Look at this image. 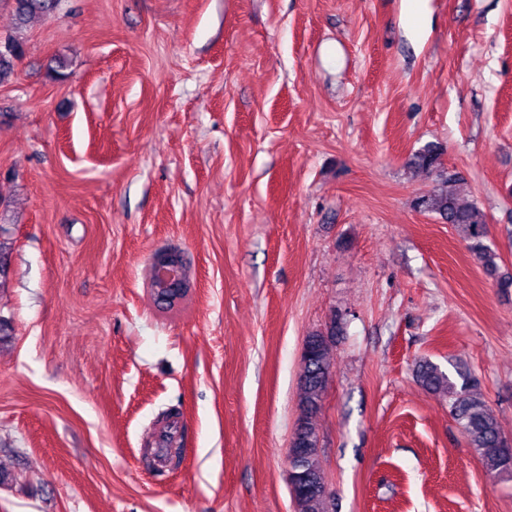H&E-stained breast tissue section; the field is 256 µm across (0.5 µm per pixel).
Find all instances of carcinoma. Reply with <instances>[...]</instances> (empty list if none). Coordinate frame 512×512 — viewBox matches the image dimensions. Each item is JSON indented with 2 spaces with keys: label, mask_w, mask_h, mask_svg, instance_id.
<instances>
[{
  "label": "carcinoma",
  "mask_w": 512,
  "mask_h": 512,
  "mask_svg": "<svg viewBox=\"0 0 512 512\" xmlns=\"http://www.w3.org/2000/svg\"><path fill=\"white\" fill-rule=\"evenodd\" d=\"M15 16L25 21L34 16L53 14L60 0H11ZM24 43L16 38L0 39V82L15 72L17 62L24 56ZM441 151L427 145L417 152L411 166L436 175L438 187L417 199L416 206L425 212L438 214L452 225L468 243L469 251L501 294L512 292V274L499 270L496 249L487 244L486 215L472 202L465 200L468 189L464 179L454 173L443 172ZM338 322L331 318L326 331L310 333L304 343L303 366L300 375L299 402L301 415L294 430L290 447L297 454L294 467L296 480L292 490L296 512H330V496L324 489V473L319 448L320 435L317 414L322 407L324 393L331 374L329 360ZM422 384L428 389L448 394L451 412L461 426L464 437L478 455L483 468L493 474L512 475V443L501 431L495 416L485 401L466 387L456 389L448 376L432 363L420 365Z\"/></svg>",
  "instance_id": "cac0c4a2"
}]
</instances>
